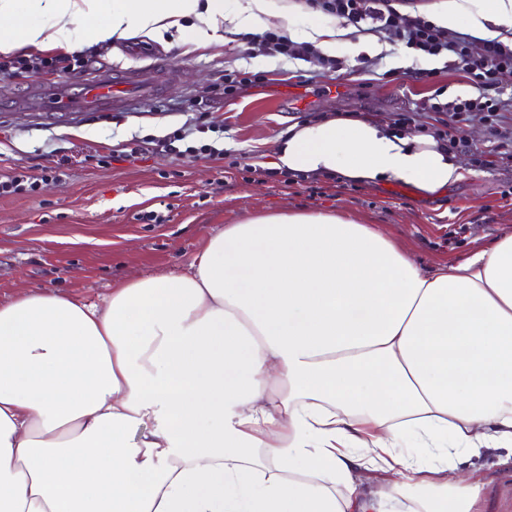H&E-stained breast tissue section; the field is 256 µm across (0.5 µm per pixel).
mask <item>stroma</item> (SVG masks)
I'll use <instances>...</instances> for the list:
<instances>
[{
    "instance_id": "35a3bbf8",
    "label": "stroma",
    "mask_w": 512,
    "mask_h": 512,
    "mask_svg": "<svg viewBox=\"0 0 512 512\" xmlns=\"http://www.w3.org/2000/svg\"><path fill=\"white\" fill-rule=\"evenodd\" d=\"M70 40L88 59L71 80L101 68L143 66L128 40L91 42L76 24ZM373 37L353 32L336 50V69L322 73L317 59L251 55L242 42L198 47L174 31L150 42L154 55L172 57L177 75L152 97H130L118 112H0V179L17 172L40 176L36 191L0 197V304L28 290L103 303L112 288L132 278L178 274L207 241L249 214L331 211L371 224L407 245L431 269L512 234V166L477 168L475 153L498 144L480 118L453 126L466 144L467 174L441 194L426 196L395 181L367 186L342 180L285 184L282 176L257 174L272 167L273 147L288 125L327 112H356L392 121L415 111L408 129L422 132L431 113L421 100L443 89L444 99L476 96L462 72L443 58L408 57L385 43L379 63L365 50ZM435 69L428 81L408 71ZM264 75V84L224 98V72ZM205 112L193 110V103ZM223 128L217 142L224 157L176 160L146 154L135 162L121 155L198 120ZM461 469L486 477L480 512H512V455L489 449L463 457Z\"/></svg>"
}]
</instances>
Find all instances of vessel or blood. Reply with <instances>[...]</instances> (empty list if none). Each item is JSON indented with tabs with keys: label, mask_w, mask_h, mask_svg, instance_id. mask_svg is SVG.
I'll use <instances>...</instances> for the list:
<instances>
[{
	"label": "vessel or blood",
	"mask_w": 512,
	"mask_h": 512,
	"mask_svg": "<svg viewBox=\"0 0 512 512\" xmlns=\"http://www.w3.org/2000/svg\"><path fill=\"white\" fill-rule=\"evenodd\" d=\"M174 73V67L163 69L149 63L117 76L100 71L79 83L35 79L6 109L10 112H110L124 108L129 96L155 94Z\"/></svg>",
	"instance_id": "obj_1"
}]
</instances>
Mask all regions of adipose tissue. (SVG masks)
Listing matches in <instances>:
<instances>
[{"instance_id":"1","label":"adipose tissue","mask_w":512,"mask_h":512,"mask_svg":"<svg viewBox=\"0 0 512 512\" xmlns=\"http://www.w3.org/2000/svg\"><path fill=\"white\" fill-rule=\"evenodd\" d=\"M50 14L51 25L32 23ZM271 0H0V52L174 30L194 44L266 24ZM282 29L327 55L345 21ZM436 25L512 34V0H444ZM290 174L433 195L457 153L366 116L294 124ZM512 449V235L425 269L335 212L225 225L181 274L104 304H0V512H473L456 458ZM387 479L362 492V472Z\"/></svg>"}]
</instances>
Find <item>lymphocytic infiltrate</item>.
<instances>
[{
  "label": "lymphocytic infiltrate",
  "instance_id": "f902f5d3",
  "mask_svg": "<svg viewBox=\"0 0 512 512\" xmlns=\"http://www.w3.org/2000/svg\"><path fill=\"white\" fill-rule=\"evenodd\" d=\"M306 4L314 11L386 38L405 48L412 58L444 57L449 69L463 71L466 79L478 88V95L446 102L422 100V110L434 113L436 118L459 123L479 114L486 122L496 124L502 113L512 110V101L498 95L504 81L512 77V44L487 40L480 54H473L471 41L465 34L437 26L424 14L402 11L399 0H306ZM84 65L85 58L79 53L39 56L32 60L0 56V74L4 76L13 75L18 69L66 72ZM212 129V124L206 122L191 132L179 129L156 141L155 147L178 158L189 155L220 159L223 150L205 140Z\"/></svg>",
  "mask_w": 512,
  "mask_h": 512
}]
</instances>
